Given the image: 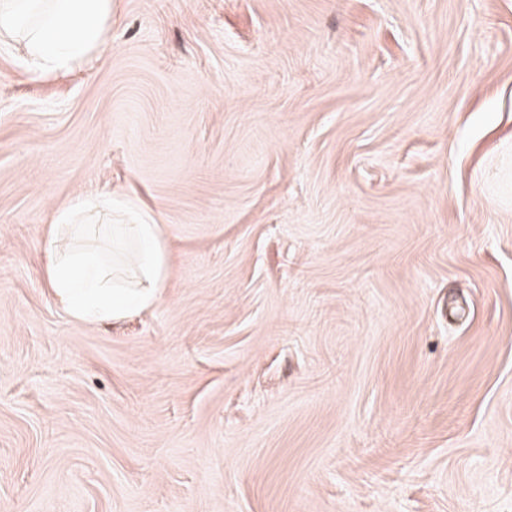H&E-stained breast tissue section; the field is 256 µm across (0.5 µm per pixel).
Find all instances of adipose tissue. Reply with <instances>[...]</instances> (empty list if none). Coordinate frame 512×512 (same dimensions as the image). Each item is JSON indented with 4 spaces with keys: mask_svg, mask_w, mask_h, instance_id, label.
<instances>
[{
    "mask_svg": "<svg viewBox=\"0 0 512 512\" xmlns=\"http://www.w3.org/2000/svg\"><path fill=\"white\" fill-rule=\"evenodd\" d=\"M112 0H0V37L24 29L33 73L66 70L104 42ZM94 201L79 199L58 213L46 232L47 281L75 320L104 323L158 301L169 267L159 225L132 214L130 223L106 224L113 243L130 248L128 260L108 261L104 253L77 248L92 225L83 223Z\"/></svg>",
    "mask_w": 512,
    "mask_h": 512,
    "instance_id": "obj_1",
    "label": "adipose tissue"
}]
</instances>
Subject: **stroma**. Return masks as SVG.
Wrapping results in <instances>:
<instances>
[{
	"instance_id": "1",
	"label": "stroma",
	"mask_w": 512,
	"mask_h": 512,
	"mask_svg": "<svg viewBox=\"0 0 512 512\" xmlns=\"http://www.w3.org/2000/svg\"><path fill=\"white\" fill-rule=\"evenodd\" d=\"M162 227L74 320L76 199ZM0 512H512V0H112L0 43ZM111 16L112 0H2L0 37L26 19L31 71L68 70L103 44ZM100 207L112 209V199H77L58 213L43 239L50 260L49 287L71 317L87 323L119 320L132 310L154 307L169 267L159 224L144 222L130 208L129 224H81L87 211ZM95 229L102 230L112 244L130 247L129 260L115 261L112 253L109 262L104 253L65 247L66 242L81 241Z\"/></svg>"
}]
</instances>
